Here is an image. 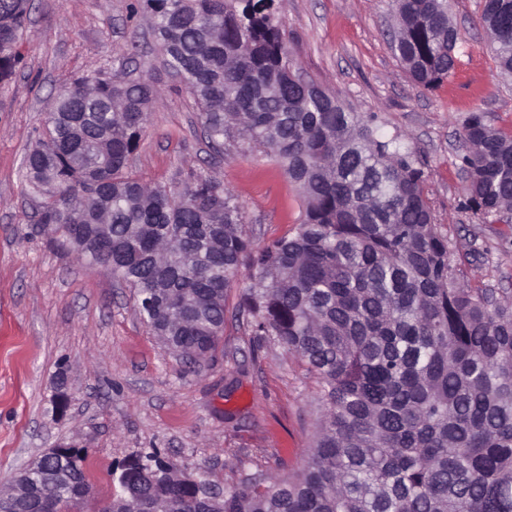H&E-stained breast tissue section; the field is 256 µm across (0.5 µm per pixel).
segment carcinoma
Returning <instances> with one entry per match:
<instances>
[{"mask_svg": "<svg viewBox=\"0 0 512 512\" xmlns=\"http://www.w3.org/2000/svg\"><path fill=\"white\" fill-rule=\"evenodd\" d=\"M392 49L412 82L434 88L455 73L458 33L448 0H393ZM164 66L200 111L209 143L238 136L273 154L297 187L303 219L267 246L245 233V211L200 172L181 191L129 168L159 94L143 79L101 71L57 93L45 135L26 154L30 193L56 199L40 230L107 213L114 277L135 303L162 282L196 296L179 317L156 302L140 317L156 336L215 352L225 297L240 268L250 324L314 376L322 408L301 469L224 486L223 512H512V301L474 288L434 223L424 171L397 135L326 92L292 78L300 64L276 0H140ZM30 0H0V82L22 61ZM480 23L499 68L512 72V0H484ZM469 204L506 219L512 206V135L477 110L464 124ZM81 448L29 473L39 512H68L92 489ZM65 466L70 480L46 473ZM156 450L112 471V503L127 512H209L191 471L163 478Z\"/></svg>", "mask_w": 512, "mask_h": 512, "instance_id": "carcinoma-1", "label": "carcinoma"}]
</instances>
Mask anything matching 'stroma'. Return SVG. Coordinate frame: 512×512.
<instances>
[{"instance_id": "35a3bbf8", "label": "stroma", "mask_w": 512, "mask_h": 512, "mask_svg": "<svg viewBox=\"0 0 512 512\" xmlns=\"http://www.w3.org/2000/svg\"><path fill=\"white\" fill-rule=\"evenodd\" d=\"M31 5L23 63L0 82V485L58 443L84 449L92 484L71 512H97L112 493L113 468L154 448L225 484L300 469L320 388L281 345L239 322L247 273L227 292L215 356L189 365L150 333L130 288L40 232L22 167L60 88L100 68L115 80L149 78L160 90L130 160L144 179L180 188L195 171L216 177L237 196L259 245L299 224L297 189L272 155L243 140L213 152L136 0ZM277 7L304 77L375 114L407 143L470 284L512 298V224L467 207L461 161L470 112L487 111L495 128L512 131V74L497 67L479 22L482 0H453L461 65L432 89L414 86L390 47L398 28L390 0H277ZM61 373L69 408L60 418L53 404Z\"/></svg>"}]
</instances>
